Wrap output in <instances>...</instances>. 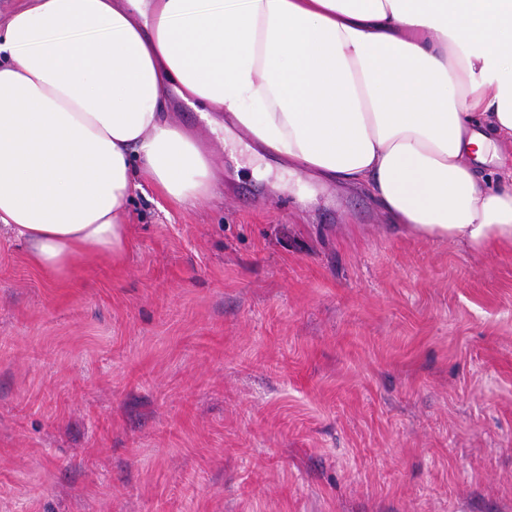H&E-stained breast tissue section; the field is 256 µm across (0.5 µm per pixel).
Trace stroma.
<instances>
[{"mask_svg":"<svg viewBox=\"0 0 512 512\" xmlns=\"http://www.w3.org/2000/svg\"><path fill=\"white\" fill-rule=\"evenodd\" d=\"M212 148L56 277L0 234V512H512V248Z\"/></svg>","mask_w":512,"mask_h":512,"instance_id":"obj_1","label":"stroma"}]
</instances>
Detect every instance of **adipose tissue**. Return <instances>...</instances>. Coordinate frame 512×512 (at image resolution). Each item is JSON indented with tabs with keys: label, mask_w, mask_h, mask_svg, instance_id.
Wrapping results in <instances>:
<instances>
[{
	"label": "adipose tissue",
	"mask_w": 512,
	"mask_h": 512,
	"mask_svg": "<svg viewBox=\"0 0 512 512\" xmlns=\"http://www.w3.org/2000/svg\"><path fill=\"white\" fill-rule=\"evenodd\" d=\"M172 92L402 232L512 246V0H21L0 30V231L35 266L121 258L141 180L210 196Z\"/></svg>",
	"instance_id": "adipose-tissue-1"
}]
</instances>
